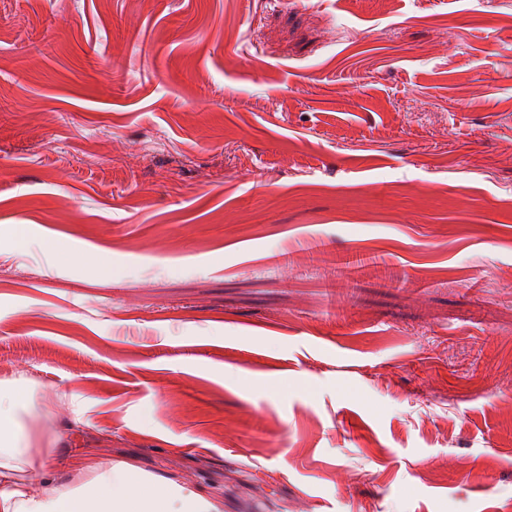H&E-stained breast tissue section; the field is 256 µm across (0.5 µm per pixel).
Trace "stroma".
Returning <instances> with one entry per match:
<instances>
[{
	"label": "stroma",
	"mask_w": 512,
	"mask_h": 512,
	"mask_svg": "<svg viewBox=\"0 0 512 512\" xmlns=\"http://www.w3.org/2000/svg\"><path fill=\"white\" fill-rule=\"evenodd\" d=\"M0 371L60 476L512 512V0H0Z\"/></svg>",
	"instance_id": "obj_1"
}]
</instances>
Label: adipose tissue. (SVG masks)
<instances>
[{"mask_svg":"<svg viewBox=\"0 0 512 512\" xmlns=\"http://www.w3.org/2000/svg\"><path fill=\"white\" fill-rule=\"evenodd\" d=\"M42 415L30 382L0 378V512H221L209 498L127 463H74L75 479L58 480L49 447L30 426ZM42 488L33 491L30 474Z\"/></svg>","mask_w":512,"mask_h":512,"instance_id":"obj_1","label":"adipose tissue"}]
</instances>
